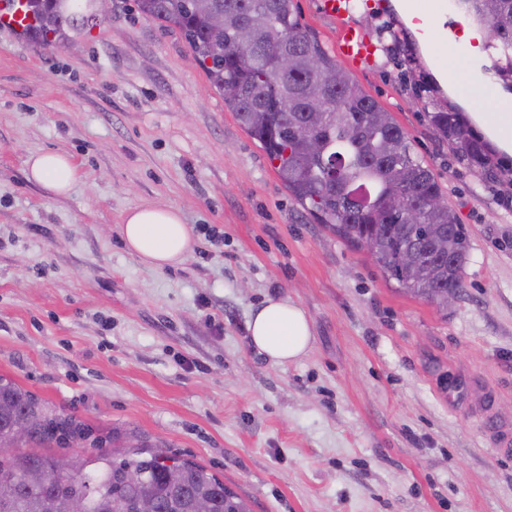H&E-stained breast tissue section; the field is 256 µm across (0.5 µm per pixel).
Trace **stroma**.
Segmentation results:
<instances>
[{"mask_svg":"<svg viewBox=\"0 0 512 512\" xmlns=\"http://www.w3.org/2000/svg\"><path fill=\"white\" fill-rule=\"evenodd\" d=\"M328 52L320 0H293ZM350 20L379 46L350 76L406 132L466 230L442 306L386 280L305 215L182 35L136 0L65 47L0 29V377L88 425L205 465L255 512H512V157L462 161L430 126L459 106L398 13ZM68 156L55 195L33 154ZM136 207L180 210L193 245L160 271L123 244ZM224 236L213 252L207 228ZM272 296L306 313L310 350L250 343Z\"/></svg>","mask_w":512,"mask_h":512,"instance_id":"1","label":"stroma"}]
</instances>
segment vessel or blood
Listing matches in <instances>:
<instances>
[{
	"mask_svg": "<svg viewBox=\"0 0 512 512\" xmlns=\"http://www.w3.org/2000/svg\"><path fill=\"white\" fill-rule=\"evenodd\" d=\"M322 9L328 16L343 22L344 27L336 46L338 55L352 67H359L374 59L377 47L360 29L348 24L347 19L353 10L352 0H321ZM453 0H439L435 9L408 8L405 18L410 31L427 49H435L437 38L435 24L439 16H448L447 43L450 47L462 50L469 57L479 58L485 52L483 29L477 22L459 24ZM29 23L21 0H5L0 5V28L20 31Z\"/></svg>",
	"mask_w": 512,
	"mask_h": 512,
	"instance_id": "vessel-or-blood-1",
	"label": "vessel or blood"
}]
</instances>
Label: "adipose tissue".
I'll list each match as a JSON object with an SVG mask.
<instances>
[{
  "label": "adipose tissue",
  "mask_w": 512,
  "mask_h": 512,
  "mask_svg": "<svg viewBox=\"0 0 512 512\" xmlns=\"http://www.w3.org/2000/svg\"><path fill=\"white\" fill-rule=\"evenodd\" d=\"M486 99L495 106L491 112H472L468 118L500 151L512 156V99L496 85L482 84ZM31 178L53 194L67 193L74 179L69 159L44 152L29 160ZM122 235L128 250L155 269L182 262L191 250L190 230L176 208L131 209ZM251 342L270 360L284 364L303 355L310 347L312 333L304 311L281 298L268 299L249 322Z\"/></svg>",
  "instance_id": "1"
}]
</instances>
